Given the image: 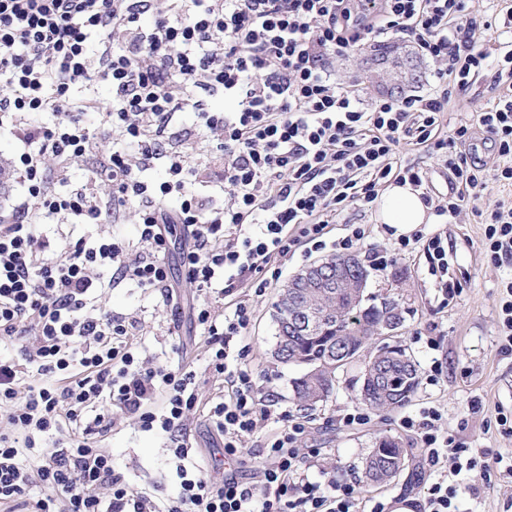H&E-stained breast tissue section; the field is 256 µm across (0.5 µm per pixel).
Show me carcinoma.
Returning a JSON list of instances; mask_svg holds the SVG:
<instances>
[{
	"label": "carcinoma",
	"mask_w": 512,
	"mask_h": 512,
	"mask_svg": "<svg viewBox=\"0 0 512 512\" xmlns=\"http://www.w3.org/2000/svg\"><path fill=\"white\" fill-rule=\"evenodd\" d=\"M370 304L357 306L345 312L343 321H334L326 324L316 336H300L288 331V327L281 322V318L288 317V307L291 305L290 290L281 289L276 309L275 347L278 348L275 360L283 364L303 366L312 363L321 367L319 374L313 378L302 374L293 380V392L298 402L304 407L311 408L317 404V392L329 397L336 381V372L340 370L337 365L336 350L345 348L354 355L365 349L374 351L372 359L376 363H390L388 374L382 390L392 395L387 399L376 396L371 399L362 398V402L369 408L377 411L394 410L408 404L419 384V375L406 373L400 362L390 361L392 351L384 345L375 348V337L382 335V313L380 306L373 303L375 297H368ZM413 458L411 449L392 436H385L379 440L365 461L366 482L381 484L390 481L399 472L400 462Z\"/></svg>",
	"instance_id": "obj_1"
}]
</instances>
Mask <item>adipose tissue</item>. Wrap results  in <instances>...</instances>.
I'll return each mask as SVG.
<instances>
[{
	"label": "adipose tissue",
	"mask_w": 512,
	"mask_h": 512,
	"mask_svg": "<svg viewBox=\"0 0 512 512\" xmlns=\"http://www.w3.org/2000/svg\"><path fill=\"white\" fill-rule=\"evenodd\" d=\"M376 216L380 223L407 235L424 224L433 223L434 214L424 203L419 190L410 184L390 183L376 200Z\"/></svg>",
	"instance_id": "1"
}]
</instances>
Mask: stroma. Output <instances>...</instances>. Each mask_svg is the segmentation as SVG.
I'll list each match as a JSON object with an SVG mask.
<instances>
[{"mask_svg": "<svg viewBox=\"0 0 512 512\" xmlns=\"http://www.w3.org/2000/svg\"><path fill=\"white\" fill-rule=\"evenodd\" d=\"M374 62L368 44H361L346 55L330 59L328 68L337 77L355 85L363 103L378 96V88L367 79ZM405 163L424 169L428 181L422 190L431 197L444 196L449 187L447 171L441 167L431 149L421 145H405L400 149ZM512 186L489 180L479 202V214L464 213L456 218L439 217L426 225L429 233H439L448 240V280L456 295L444 301L435 279L428 272V263L421 252L396 256L385 272H372L367 291L378 296L400 300L403 326L396 340L418 361L420 374H429L434 367L442 372L437 384L420 382L412 402L397 411L373 413L369 424L355 428L343 427L341 417L359 407L357 398L363 361L353 362L339 373L333 393L314 409L303 412L297 407L292 381L301 375V367L275 362L271 350L275 343L274 303L283 285L296 273L321 260V253L298 249L281 262L282 275L265 294L250 297L252 321L243 339L249 349L247 362L272 411H290L306 424L305 446L322 451L319 467L310 468L311 479H319L320 467L342 470L344 478L358 479L363 464L382 436L393 435L406 447H416L413 432L401 425L403 417L420 418L424 409L433 407L442 415L441 424L456 442L468 448H486L512 457V437L500 434L496 423L498 412L512 413V355L498 348V313L502 297L501 284L512 278V264L493 265L484 251L486 216L496 202L511 201ZM349 224H361L366 236L355 249L360 259L372 251L392 252L396 238L375 220L371 207L352 206L339 212L329 225V239L344 235ZM60 235L98 238L112 232L130 251L141 247L137 227L128 216L111 217L103 224L61 225ZM172 251L168 257L181 311L171 314L159 295L125 282L106 288L91 301V308H105L112 313L135 319L137 342L143 359L157 365L183 361L196 370L203 396L215 395L218 384L211 377L206 362L204 339L191 320L189 310L196 299V290L178 268L177 252L185 241V231L175 227L171 236ZM479 399V410H470L471 399ZM189 427L197 444V459L213 479L224 476V447L213 431L205 413L190 415ZM166 436L162 432L145 433L134 428L129 419L118 416L101 443L112 457V467L122 473L134 491L165 503L180 491L177 478L170 472ZM408 472H401L382 486L363 489L366 498H379L393 503L396 512H407L411 503L422 499L423 485L409 486ZM459 480L476 486V493H467L458 501L459 512H512V481L502 480L483 487L475 472L462 471Z\"/></svg>", "mask_w": 512, "mask_h": 512, "instance_id": "1", "label": "stroma"}]
</instances>
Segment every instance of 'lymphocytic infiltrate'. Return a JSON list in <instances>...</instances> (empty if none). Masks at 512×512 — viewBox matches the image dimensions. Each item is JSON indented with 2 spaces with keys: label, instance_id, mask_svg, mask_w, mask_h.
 Returning <instances> with one entry per match:
<instances>
[{
  "label": "lymphocytic infiltrate",
  "instance_id": "obj_1",
  "mask_svg": "<svg viewBox=\"0 0 512 512\" xmlns=\"http://www.w3.org/2000/svg\"><path fill=\"white\" fill-rule=\"evenodd\" d=\"M398 33L436 63L433 81L424 94L362 107L325 61ZM511 33L512 12L497 27L492 17L468 16L467 0H0V128L21 144L11 168L24 187L0 215V343L19 352L0 357V512H361L358 481L310 480L320 449L300 447L303 421L271 413L245 349L234 348L251 321L247 297L263 295L301 246L354 249L365 237L356 224L327 241L336 213L369 206L387 182L426 183V171L401 161V145L437 149L453 183L437 215L476 205L488 180L512 183V50L493 63L479 44L483 35ZM485 71L493 106L472 124L446 127L452 101ZM101 83L110 102L95 92ZM218 91L236 100L234 111L205 109ZM89 112L102 114L101 131L84 122ZM183 112L216 137L209 159L193 163L166 149ZM477 128L502 160L495 170L465 150ZM442 129L447 138H437ZM108 139L114 145L99 178L57 190L69 166ZM154 160L163 161L164 180L147 177ZM104 189L113 212L137 224L142 252L130 255L103 235L65 240L44 257L43 225L102 223ZM172 224L190 230L179 261L201 295L192 315L211 375L230 387L224 395L202 398L191 366L146 365L125 317L85 312L97 288L126 281L175 305L166 261ZM484 236L491 263L512 262V206L493 208ZM418 244L453 299L441 235L414 231L399 237L398 250ZM216 291L231 299L230 313L211 306ZM116 408L139 430L167 434L176 498L155 504L113 470L97 441L111 431ZM199 409L225 455L255 468V481L234 471L218 483L196 462L185 420ZM271 419L279 431L249 448ZM441 419L432 407L422 420H401L437 470L419 512H457L462 470L487 483L512 478V463L459 445ZM25 454L32 466L21 464ZM35 487L41 496L29 499Z\"/></svg>",
  "mask_w": 512,
  "mask_h": 512
}]
</instances>
